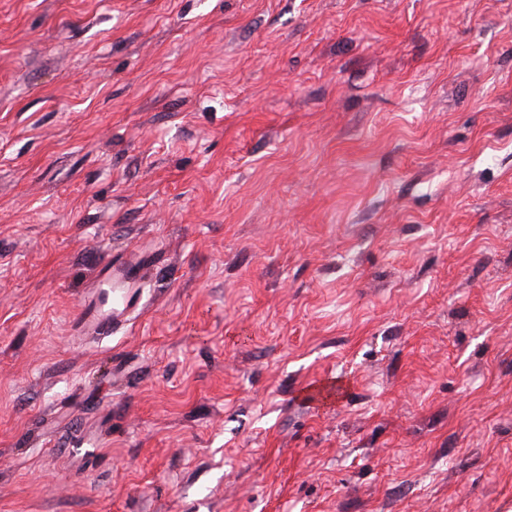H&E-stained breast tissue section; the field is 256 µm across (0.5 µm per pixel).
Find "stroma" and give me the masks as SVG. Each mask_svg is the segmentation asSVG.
Segmentation results:
<instances>
[{
  "instance_id": "1",
  "label": "stroma",
  "mask_w": 512,
  "mask_h": 512,
  "mask_svg": "<svg viewBox=\"0 0 512 512\" xmlns=\"http://www.w3.org/2000/svg\"><path fill=\"white\" fill-rule=\"evenodd\" d=\"M0 512H512V0H0ZM113 320H118L128 310L134 308L138 303L135 283H115L112 286ZM80 321L84 332L97 334L104 327L112 325V314H101L92 300H88L85 302L84 308L81 309Z\"/></svg>"
}]
</instances>
